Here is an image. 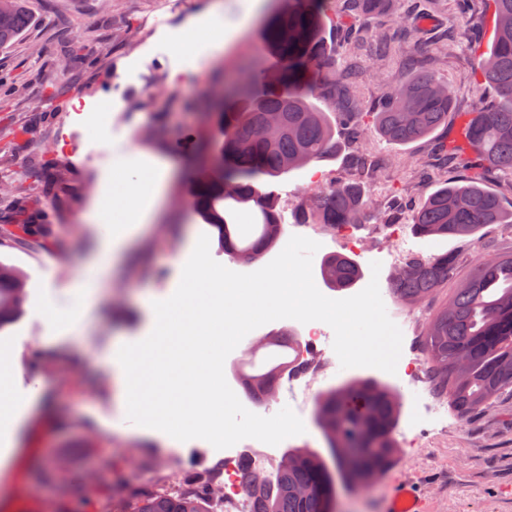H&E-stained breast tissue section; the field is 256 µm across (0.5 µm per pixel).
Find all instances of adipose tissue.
<instances>
[{"instance_id": "ef3b65f1", "label": "adipose tissue", "mask_w": 512, "mask_h": 512, "mask_svg": "<svg viewBox=\"0 0 512 512\" xmlns=\"http://www.w3.org/2000/svg\"><path fill=\"white\" fill-rule=\"evenodd\" d=\"M135 158L122 160L113 177L111 197L101 201L99 210L112 216V245L120 247L130 238L131 227L144 223L161 194L166 169L138 172ZM37 404L34 392L16 394L12 388V370L0 366V422L14 433H21Z\"/></svg>"}]
</instances>
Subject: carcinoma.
I'll use <instances>...</instances> for the list:
<instances>
[{
    "mask_svg": "<svg viewBox=\"0 0 512 512\" xmlns=\"http://www.w3.org/2000/svg\"><path fill=\"white\" fill-rule=\"evenodd\" d=\"M331 0H287L263 25V45L274 59L273 76L242 77L229 86L224 111L209 115L224 142L209 164L195 170L199 181L195 208L218 233L224 252L250 262L261 258L283 234V218L270 193L256 182L289 173L336 155L338 138L360 141L364 124L357 103L361 70L360 43L373 38L376 55L387 57L393 44L411 36L405 27L376 34L345 29L338 41L327 33ZM345 18H373L387 11L390 0H341ZM495 33L488 55L474 68L493 92L465 113L459 136L442 146L448 172L479 175L493 172L512 182V0H492ZM30 23L26 0H0V48L16 40ZM342 50L348 57L341 75L328 74L329 58ZM453 91L436 75L420 69L403 85L381 92L373 108L374 124L391 144L430 136L448 122ZM252 210L248 224L239 212ZM370 216L366 190L356 182L333 181L317 192L315 202L294 216L332 230L362 224ZM487 224H512V209L476 181H449L432 192L413 216L423 238L474 236ZM451 254L421 258L392 284L402 303L430 297L452 274ZM323 281L344 290L362 277L359 265L346 255H328L320 264ZM24 288L17 271L0 264V327L21 314ZM297 344L285 334L257 350H269L262 365L249 362V389L256 396L269 389L287 369V350ZM424 366L434 391L466 420L489 404L498 392L512 387V255L478 257L465 285L451 304L430 322L422 336ZM382 385L354 381L317 401L318 423L329 453L336 448L359 450L356 474L386 469L393 458L397 404ZM250 512H329L335 485L328 462L320 454L290 450L271 474L245 471ZM221 486L199 479L183 489L112 491L123 504L113 512H213Z\"/></svg>",
    "mask_w": 512,
    "mask_h": 512,
    "instance_id": "carcinoma-1",
    "label": "carcinoma"
}]
</instances>
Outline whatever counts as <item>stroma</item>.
<instances>
[{"label":"stroma","instance_id":"1","mask_svg":"<svg viewBox=\"0 0 512 512\" xmlns=\"http://www.w3.org/2000/svg\"><path fill=\"white\" fill-rule=\"evenodd\" d=\"M210 0H28L31 23L12 45L0 49V185L24 204L23 212L0 210V262L23 277L24 312L0 330V361L15 368L18 392L39 387L42 408L33 412L6 471L0 472V512H46L61 492L77 491L93 500L96 512H109L113 486L130 480L152 489H176L195 475L218 478L219 452L192 439L166 443L155 429L128 420L124 387L117 379L119 348L151 332L153 302L169 298L182 274L181 258L192 253L200 235H208L210 253L226 268L251 273L270 263L285 247L277 242L261 258L243 262L224 253L216 230L192 210L194 185L187 171L203 165L216 142L203 123L207 112L224 102V84L269 61L262 52L264 20L277 0H218L224 44L212 56L187 54L186 35L199 24ZM418 30L407 53L422 55L440 79L452 87L455 103L446 124L430 137L392 145L365 117L358 148L343 147L335 159L310 164L259 183L272 192L284 217L285 236L319 242L315 260L340 253L333 230L322 224H296L302 195L317 182L353 177V151L368 153L375 164L364 177L370 203L382 209L397 196L408 208L395 216L412 221V208L438 187L418 167L440 141L457 138L461 118L488 96L470 60L488 51L493 36L491 11L477 0L476 20L462 26L454 0L430 6L428 0H400L396 14L370 20L372 28L395 21ZM365 50L359 95L373 104L381 85L405 82L398 59L374 62ZM105 105L107 120H86L79 103ZM137 156L145 167L168 168L162 199L148 223L135 227L124 256L112 265L95 266L108 244L110 226L95 217V183L111 184L117 161ZM66 168L56 193L39 190L52 167ZM43 227L41 236L6 241L18 225ZM366 240L355 259L363 272L381 262L379 286L388 315L408 325L405 349L422 358L420 340L431 317L451 301L468 278L477 256L512 253V226L486 225L477 238L408 237L419 256L452 253L460 262L448 282L416 306H403L390 291L398 273L386 263V238L366 222ZM95 293L82 298L85 278ZM304 336L302 323L280 319L251 331L226 358L227 383L251 412L271 416L283 407L302 419L306 431L266 448L255 439L240 443L244 456L267 454L278 467L291 448L327 454L316 423L317 397L349 380L369 379L399 397L392 465L359 489L336 486L337 512H389L397 487L422 499L423 512H512V388L461 421L452 408L443 417L430 412L420 393L402 388L393 374L371 367L344 369L326 354L311 374L285 373L269 399L255 402L244 391L240 366L252 343L285 332Z\"/></svg>","mask_w":512,"mask_h":512}]
</instances>
